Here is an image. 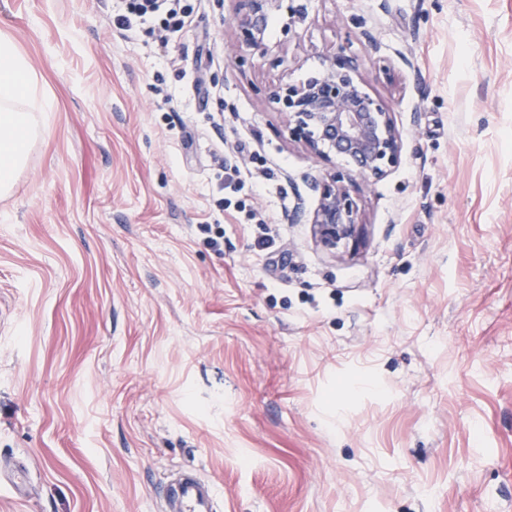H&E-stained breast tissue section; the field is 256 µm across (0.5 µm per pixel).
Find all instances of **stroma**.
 Listing matches in <instances>:
<instances>
[{
  "instance_id": "35a3bbf8",
  "label": "stroma",
  "mask_w": 512,
  "mask_h": 512,
  "mask_svg": "<svg viewBox=\"0 0 512 512\" xmlns=\"http://www.w3.org/2000/svg\"><path fill=\"white\" fill-rule=\"evenodd\" d=\"M189 2L160 52L124 0H0L55 102L0 197V512H160L186 468L223 512H512V0H302L275 69ZM343 45L404 159L333 255L263 91Z\"/></svg>"
}]
</instances>
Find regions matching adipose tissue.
Here are the masks:
<instances>
[{
	"mask_svg": "<svg viewBox=\"0 0 512 512\" xmlns=\"http://www.w3.org/2000/svg\"><path fill=\"white\" fill-rule=\"evenodd\" d=\"M53 102L36 91V74L12 40L0 36V196L9 195L42 133Z\"/></svg>",
	"mask_w": 512,
	"mask_h": 512,
	"instance_id": "adipose-tissue-1",
	"label": "adipose tissue"
}]
</instances>
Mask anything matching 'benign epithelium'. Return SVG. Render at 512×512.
Returning <instances> with one entry per match:
<instances>
[{
	"instance_id": "7a95c632",
	"label": "benign epithelium",
	"mask_w": 512,
	"mask_h": 512,
	"mask_svg": "<svg viewBox=\"0 0 512 512\" xmlns=\"http://www.w3.org/2000/svg\"><path fill=\"white\" fill-rule=\"evenodd\" d=\"M238 46L255 50L277 68L284 58L264 41L268 16L285 12L289 24L304 16L298 0H238ZM267 98L285 115L289 135L304 142L319 173L310 181L317 204L307 212L298 203L293 222L313 225L318 244L328 252L358 245L363 234L359 221L364 187L387 177L403 160L402 136L393 112L372 95L354 58L342 48L329 56L314 76L280 84Z\"/></svg>"
}]
</instances>
